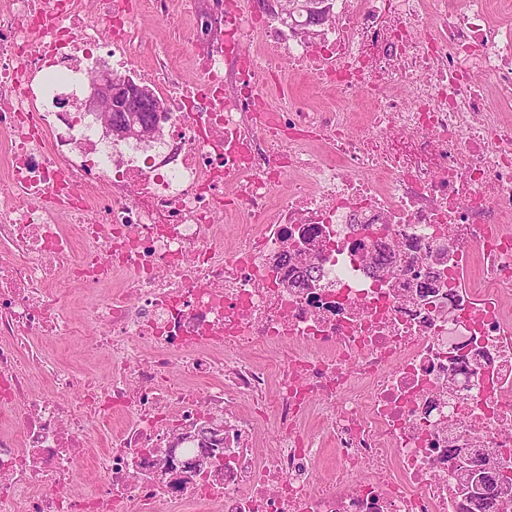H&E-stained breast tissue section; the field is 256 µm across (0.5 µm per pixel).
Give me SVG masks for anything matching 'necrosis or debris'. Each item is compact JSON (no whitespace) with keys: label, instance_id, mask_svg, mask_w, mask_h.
Returning <instances> with one entry per match:
<instances>
[{"label":"necrosis or debris","instance_id":"necrosis-or-debris-1","mask_svg":"<svg viewBox=\"0 0 512 512\" xmlns=\"http://www.w3.org/2000/svg\"><path fill=\"white\" fill-rule=\"evenodd\" d=\"M182 4L0 0V512H477L459 449L512 469V0H335L311 39ZM142 12L192 74L157 59L164 120L114 138L80 95ZM79 316L105 374L46 353ZM306 91L311 98L317 100H324L327 94H317L316 90L312 87L310 80L305 76H288L286 75L285 83L280 86V88L276 91L275 96H279V99H283L284 97L288 98V93L291 91Z\"/></svg>","mask_w":512,"mask_h":512}]
</instances>
